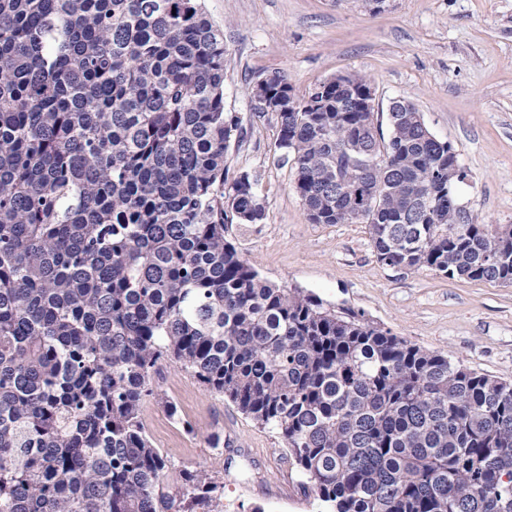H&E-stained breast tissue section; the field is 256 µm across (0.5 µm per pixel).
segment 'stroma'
<instances>
[{
    "label": "stroma",
    "mask_w": 512,
    "mask_h": 512,
    "mask_svg": "<svg viewBox=\"0 0 512 512\" xmlns=\"http://www.w3.org/2000/svg\"><path fill=\"white\" fill-rule=\"evenodd\" d=\"M224 34L226 111L247 142L230 170L257 176L261 224L229 237L260 276L321 298L408 342L512 382V284L449 279L379 264L365 225L313 224L273 149L271 120L256 117L252 87L280 72L297 94L339 74L366 76L380 109L411 100L450 142L467 179L457 194L479 224H512V0H202ZM141 418L170 475L205 470L224 512H318L283 439L210 392L180 365H162ZM177 416H170L169 405Z\"/></svg>",
    "instance_id": "1"
}]
</instances>
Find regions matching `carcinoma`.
<instances>
[{
  "mask_svg": "<svg viewBox=\"0 0 512 512\" xmlns=\"http://www.w3.org/2000/svg\"><path fill=\"white\" fill-rule=\"evenodd\" d=\"M201 0H0V512H223L164 485L141 421L180 365L282 437L320 512H512V383L261 278L262 224ZM359 74L263 78L313 224H364L379 264L512 283V224L458 208L456 151Z\"/></svg>",
  "mask_w": 512,
  "mask_h": 512,
  "instance_id": "obj_1",
  "label": "carcinoma"
}]
</instances>
